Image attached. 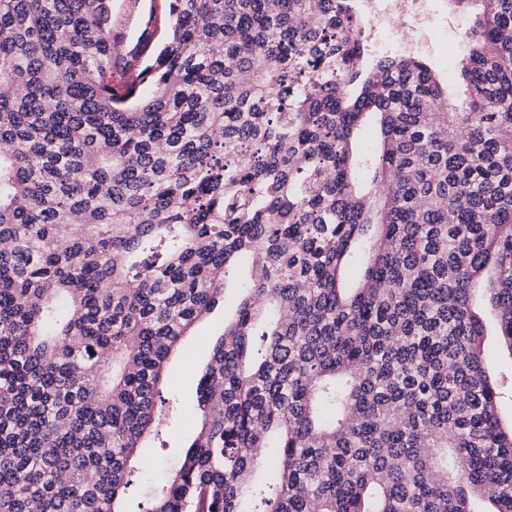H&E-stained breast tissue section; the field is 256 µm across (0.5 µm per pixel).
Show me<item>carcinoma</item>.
<instances>
[{"instance_id": "1", "label": "carcinoma", "mask_w": 512, "mask_h": 512, "mask_svg": "<svg viewBox=\"0 0 512 512\" xmlns=\"http://www.w3.org/2000/svg\"><path fill=\"white\" fill-rule=\"evenodd\" d=\"M449 2L461 108L358 0H170L121 66L112 0H0V512H120L240 268L146 512H512V0ZM241 273L231 275L227 280L226 301L219 314L212 319H203L195 325L191 336H186L179 350L170 360V373L163 388V396L170 405L176 406L178 414L171 420L169 427L162 432L160 439L151 438L150 448H145L134 463V472L125 496V508L143 512L149 506V489L154 488L176 469L178 448L190 440L197 432L199 415L197 406L198 382L209 360L210 345L215 326L224 323L226 317L233 315L236 308L235 281ZM167 441V448H158L159 441ZM153 463L151 471H146V463ZM489 320V335L486 337V348H487V357L486 364L490 371L492 372H508L511 368L510 359L506 351H504L501 346L498 344L497 337L493 332V319L491 316H488Z\"/></svg>"}]
</instances>
